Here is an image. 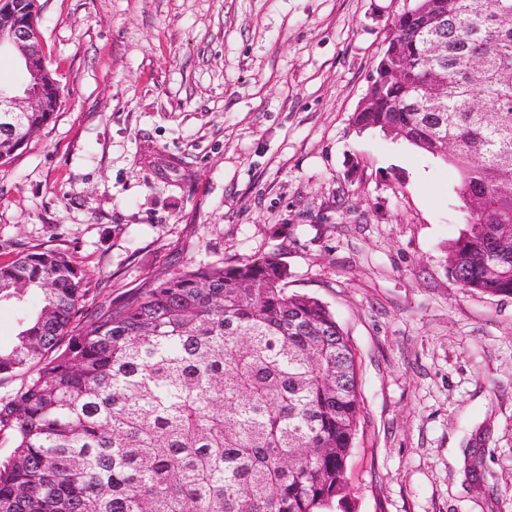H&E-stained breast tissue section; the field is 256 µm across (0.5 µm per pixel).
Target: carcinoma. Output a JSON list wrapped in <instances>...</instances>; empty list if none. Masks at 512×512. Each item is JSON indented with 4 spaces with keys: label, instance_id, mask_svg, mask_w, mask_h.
I'll return each instance as SVG.
<instances>
[{
    "label": "carcinoma",
    "instance_id": "1",
    "mask_svg": "<svg viewBox=\"0 0 512 512\" xmlns=\"http://www.w3.org/2000/svg\"><path fill=\"white\" fill-rule=\"evenodd\" d=\"M392 23L388 77L371 80L360 130L443 161L463 202L448 275L512 296V0H415ZM442 43L439 55L431 43ZM44 112L0 114V160L60 109L46 70ZM440 98L443 109L425 102ZM283 253L186 266L100 308L67 254L0 266V303L40 306L0 374L26 371L0 399V512H329L350 495L359 366L319 299L288 292Z\"/></svg>",
    "mask_w": 512,
    "mask_h": 512
}]
</instances>
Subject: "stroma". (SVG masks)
Instances as JSON below:
<instances>
[{"instance_id": "stroma-1", "label": "stroma", "mask_w": 512, "mask_h": 512, "mask_svg": "<svg viewBox=\"0 0 512 512\" xmlns=\"http://www.w3.org/2000/svg\"><path fill=\"white\" fill-rule=\"evenodd\" d=\"M412 0H37L62 106L0 162V264L40 249L84 311L284 250L349 336L346 512H512V297L460 288L446 164L351 117Z\"/></svg>"}]
</instances>
